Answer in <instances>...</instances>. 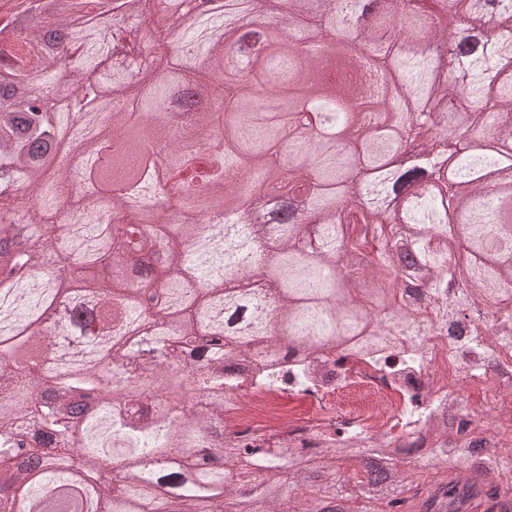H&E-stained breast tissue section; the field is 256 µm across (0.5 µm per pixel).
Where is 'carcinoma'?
Returning a JSON list of instances; mask_svg holds the SVG:
<instances>
[{"mask_svg": "<svg viewBox=\"0 0 512 512\" xmlns=\"http://www.w3.org/2000/svg\"><path fill=\"white\" fill-rule=\"evenodd\" d=\"M374 2L227 0L217 19L143 27L142 0H0V268L29 269L0 288V512L49 487L47 512H80L87 491L90 512H346L355 497L360 512H512L491 450L474 467L473 443L443 447L441 413L484 419L460 394L409 412L441 444L417 484L388 442L332 438L295 459L224 432V390L248 356L318 359L344 342L368 355L403 336L419 365L437 326L469 336L483 366L512 349V178L487 180L512 171L498 149L512 144V0ZM239 13L250 30L224 25ZM340 23L342 54L328 48ZM450 23L467 42L445 70L430 44ZM273 24L248 78L226 82V53ZM360 50L381 75L373 91ZM205 81L219 107L177 98ZM259 89L275 109L246 105ZM301 106L311 128L332 113L330 137L295 133ZM83 127L96 191L66 205ZM410 134L426 145L401 169ZM199 139L223 147V178L172 161ZM162 180L175 191L161 217L138 197ZM264 186L280 209L305 201L274 235L241 209ZM57 225L75 231L46 276ZM255 278L266 290L246 288ZM403 280L435 318L393 305ZM155 285L159 309L142 308ZM57 304L49 354L41 321Z\"/></svg>", "mask_w": 512, "mask_h": 512, "instance_id": "carcinoma-1", "label": "carcinoma"}]
</instances>
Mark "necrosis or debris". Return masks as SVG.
Segmentation results:
<instances>
[{"label": "necrosis or debris", "mask_w": 512, "mask_h": 512, "mask_svg": "<svg viewBox=\"0 0 512 512\" xmlns=\"http://www.w3.org/2000/svg\"><path fill=\"white\" fill-rule=\"evenodd\" d=\"M454 337L427 338L428 368L392 367L383 370L347 355L331 354L315 363L313 387L303 393L304 409L280 410L283 391L263 383L258 370L241 375L224 401V429L244 440L260 437L266 447L297 457H310L320 447L323 432L361 428L395 438L404 458L420 459L428 446L427 433L406 437L397 417L411 396L435 398L456 392L458 380L450 369Z\"/></svg>", "instance_id": "necrosis-or-debris-1"}]
</instances>
